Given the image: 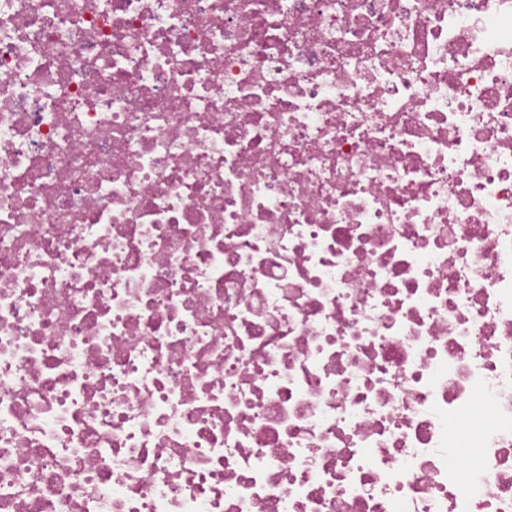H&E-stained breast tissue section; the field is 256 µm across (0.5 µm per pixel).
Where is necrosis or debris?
Returning a JSON list of instances; mask_svg holds the SVG:
<instances>
[{
	"label": "necrosis or debris",
	"instance_id": "necrosis-or-debris-1",
	"mask_svg": "<svg viewBox=\"0 0 512 512\" xmlns=\"http://www.w3.org/2000/svg\"><path fill=\"white\" fill-rule=\"evenodd\" d=\"M0 512H512V0H0Z\"/></svg>",
	"mask_w": 512,
	"mask_h": 512
}]
</instances>
